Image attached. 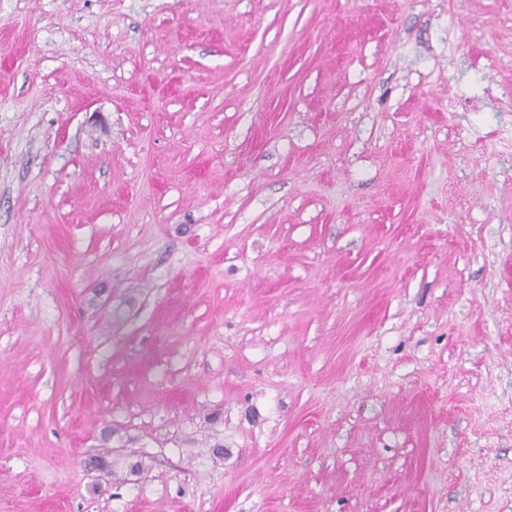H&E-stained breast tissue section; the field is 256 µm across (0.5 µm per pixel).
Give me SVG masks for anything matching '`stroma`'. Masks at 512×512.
<instances>
[{
  "label": "stroma",
  "mask_w": 512,
  "mask_h": 512,
  "mask_svg": "<svg viewBox=\"0 0 512 512\" xmlns=\"http://www.w3.org/2000/svg\"><path fill=\"white\" fill-rule=\"evenodd\" d=\"M0 512H512V0H0Z\"/></svg>",
  "instance_id": "stroma-1"
}]
</instances>
